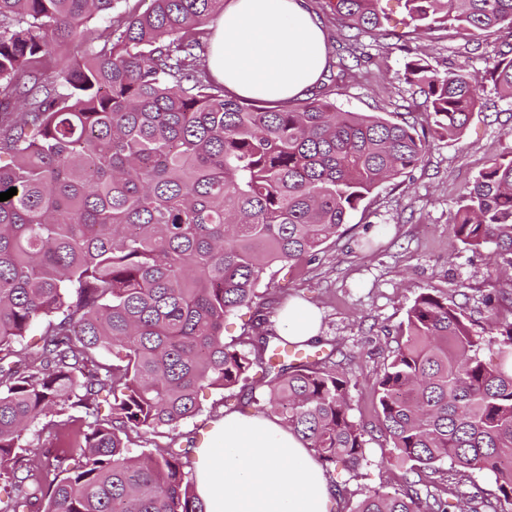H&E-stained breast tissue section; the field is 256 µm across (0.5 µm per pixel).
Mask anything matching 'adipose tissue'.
<instances>
[{
	"mask_svg": "<svg viewBox=\"0 0 512 512\" xmlns=\"http://www.w3.org/2000/svg\"><path fill=\"white\" fill-rule=\"evenodd\" d=\"M214 25L208 66L240 96L285 101L305 94L325 68V34L305 0H226ZM278 324L291 342H311L320 331L315 313L297 301ZM194 458L203 512H328V478L277 418L218 417Z\"/></svg>",
	"mask_w": 512,
	"mask_h": 512,
	"instance_id": "ef3b65f1",
	"label": "adipose tissue"
}]
</instances>
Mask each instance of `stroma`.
Instances as JSON below:
<instances>
[{
    "mask_svg": "<svg viewBox=\"0 0 512 512\" xmlns=\"http://www.w3.org/2000/svg\"><path fill=\"white\" fill-rule=\"evenodd\" d=\"M384 6L396 36L374 42L359 79L337 98L342 109L392 117L416 108L420 96L397 78L406 48H415L442 70L462 64L479 72L512 41L504 32L487 36L476 55L471 42L440 29L406 47L400 40L408 30L402 4L385 0ZM485 99L460 140L436 142L422 166L375 192L315 261L279 267L264 289L273 309L299 300L318 312L321 330L309 352H333L339 369L353 380L352 413L372 430L369 464L356 473L337 466L331 477L355 503L375 491H394L405 475L400 464L382 458L386 441L375 431L374 388L413 299L426 288L447 294L467 306L479 332L489 319L484 298L512 293V272L491 271L487 251L455 247L457 198L489 161L512 146V102L499 99L491 89ZM199 402L200 413L175 431L179 446L192 437L204 440L211 420L236 405L211 389L200 393Z\"/></svg>",
    "mask_w": 512,
    "mask_h": 512,
    "instance_id": "stroma-1",
    "label": "stroma"
}]
</instances>
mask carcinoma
I'll list each match as a JSON object with an SVG mask.
<instances>
[{
    "instance_id": "obj_1",
    "label": "carcinoma",
    "mask_w": 512,
    "mask_h": 512,
    "mask_svg": "<svg viewBox=\"0 0 512 512\" xmlns=\"http://www.w3.org/2000/svg\"><path fill=\"white\" fill-rule=\"evenodd\" d=\"M417 34L512 35V0H404ZM336 75L288 105L231 94L205 69L201 27L224 0H149L87 37L114 0H0V512H201L192 448L155 441L200 411L208 388L266 378L263 414L324 468L368 463V429L334 352L288 361L259 287L277 264L316 260L384 183L459 139L486 84L512 99V47L484 72L409 52L404 83L426 125L339 108L365 36L390 37L382 0H328ZM83 45L78 60L70 44ZM57 71H43L49 58ZM456 240L512 271V148L457 201ZM489 340L512 356V309L494 296ZM256 325L224 340V319ZM41 324L35 351L22 344ZM484 337L448 295L419 293L377 382L388 460L418 476L489 474L467 512H512V372L484 363ZM107 351L111 358H102ZM112 396L101 415L99 396ZM48 444L28 431L41 416ZM153 450H147V447ZM348 512H449L405 478ZM254 314V308L242 307L229 315L224 322V338L229 342L239 336L244 327H247Z\"/></svg>"
}]
</instances>
